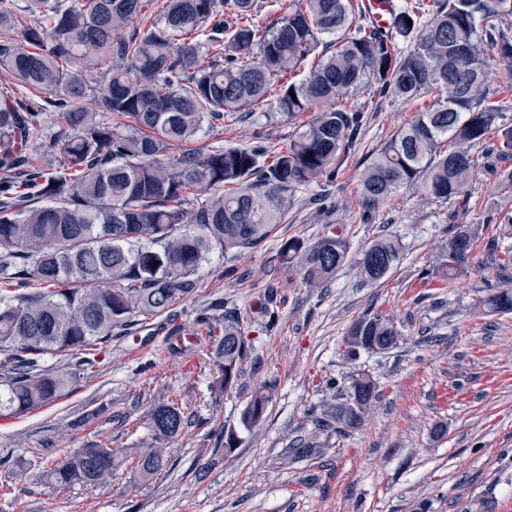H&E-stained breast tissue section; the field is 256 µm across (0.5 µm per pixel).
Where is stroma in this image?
Masks as SVG:
<instances>
[{
	"mask_svg": "<svg viewBox=\"0 0 512 512\" xmlns=\"http://www.w3.org/2000/svg\"><path fill=\"white\" fill-rule=\"evenodd\" d=\"M346 102L364 113L356 141L332 175L290 190L287 220L262 244L213 253L191 296L149 324L114 331L92 370L80 372L65 352L48 358L74 374L51 405L0 412V512H512V313L484 305L491 290L512 285V266L501 268L485 249L492 240L512 252V189L498 182L512 158L475 148L479 168L464 197L403 191L368 205L364 166L431 100L380 98L361 87ZM313 118L286 119L270 103L205 120L195 145L281 149ZM327 224L342 227L353 256L378 236L397 237L399 264L377 285L345 267L323 287H307L278 249L288 238L317 240ZM454 224L477 226L479 239L447 287L435 272ZM270 290L276 320L261 330L254 309ZM217 299L234 308L251 340L225 393L214 389L221 370L205 321ZM376 313L402 341L385 355L344 356L349 327ZM190 332L192 345L182 341ZM359 372L380 393L363 425L342 435L319 426L324 404ZM266 383L274 390L265 420L240 431L237 449L225 453V428ZM447 383L454 389L444 397L437 389ZM170 399L191 422L177 441L159 445L158 475L141 480L131 451L152 438V407ZM301 442L313 455L291 459ZM93 443L112 448L121 465L96 486H56L49 469Z\"/></svg>",
	"mask_w": 512,
	"mask_h": 512,
	"instance_id": "obj_1",
	"label": "stroma"
}]
</instances>
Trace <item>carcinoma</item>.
Segmentation results:
<instances>
[{
	"instance_id": "1",
	"label": "carcinoma",
	"mask_w": 512,
	"mask_h": 512,
	"mask_svg": "<svg viewBox=\"0 0 512 512\" xmlns=\"http://www.w3.org/2000/svg\"><path fill=\"white\" fill-rule=\"evenodd\" d=\"M141 6L28 0L37 24L0 41V71L9 75L0 84L1 411L40 409L69 387L70 374L44 366V357L107 343L112 332L190 296L214 251L262 243L286 220L288 190L318 181L349 149L363 115L343 107V97L362 84L381 97L434 96L365 166L370 202L401 190L444 201L464 195L477 164L470 149L493 129L499 154L512 157V127L498 125L502 102L489 96L491 61L512 59V0H406L384 31L359 22L362 0H302L269 24L255 0H166L160 24L133 28ZM17 10V0H0V26ZM103 61L108 80L90 106L93 68ZM305 62L304 78L279 81ZM18 88L58 99L19 97ZM273 91L281 115L315 113L285 149L269 157L260 144L191 147L206 118L253 109ZM51 110L63 128L39 156L29 144ZM114 116L128 123L114 125ZM476 237L469 224L451 227L440 280L458 278ZM348 252L334 224L314 242L289 238L278 249L310 288L332 279ZM400 256L398 239L377 238L358 252L356 275L377 284ZM274 305L268 293L256 308L266 328ZM486 306L512 312V288L490 294ZM211 310V325L224 324L212 353L227 391L251 342L238 318L222 313L224 301ZM400 339L376 314L354 323L343 344L349 355L383 353ZM377 398V382L359 373L323 416L347 433ZM271 399V388L256 391L240 424L258 426ZM150 420L155 441L175 438L189 422L169 402L155 405ZM135 454L144 480L162 465L149 447ZM118 465L112 449L91 444L61 460L50 478L61 488L91 486Z\"/></svg>"
}]
</instances>
